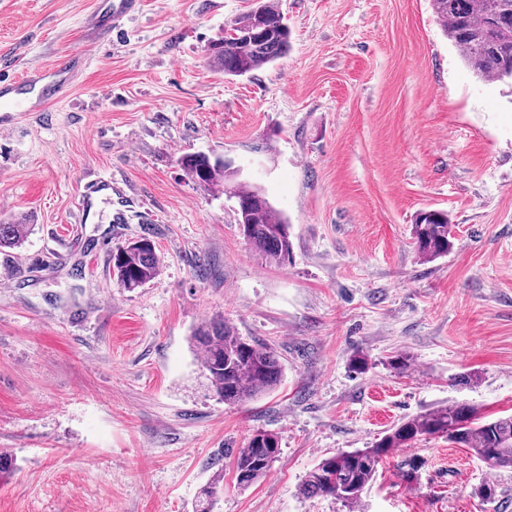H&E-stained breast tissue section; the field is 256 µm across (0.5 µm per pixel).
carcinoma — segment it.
<instances>
[{"label":"carcinoma","mask_w":512,"mask_h":512,"mask_svg":"<svg viewBox=\"0 0 512 512\" xmlns=\"http://www.w3.org/2000/svg\"><path fill=\"white\" fill-rule=\"evenodd\" d=\"M434 12L446 37L476 74L487 82L512 81V0H432ZM290 31L278 6L271 0L238 17L224 33L221 45L211 50L209 65L226 75L243 76L281 57L289 45ZM180 167L199 186L232 194L238 203L239 224L250 248L265 262L288 261L291 242L288 224L258 187L235 180L224 171L221 157L185 153ZM29 225L0 224V249L14 248L27 237ZM413 239L419 257L429 260L445 256L452 247V225L448 215L431 209L419 212L413 224ZM120 263L113 268L120 287L134 291L156 277L162 266L154 242L140 238L120 248ZM201 355V366L211 389L226 405H239L274 390L282 377L277 354L238 335L223 321L206 322L192 334ZM443 437L449 443L470 449L489 471L512 472V415L487 419L477 408L452 403L415 415L394 426L371 447L321 459L302 481L304 497L325 496L342 502L349 512L361 501L378 466L394 449L423 437ZM280 455L278 436L257 430L234 458L239 485L258 482ZM219 473L200 491L196 512H211L221 490ZM475 495L494 504L505 495L502 487L485 481Z\"/></svg>","instance_id":"1"}]
</instances>
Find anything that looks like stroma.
I'll return each mask as SVG.
<instances>
[{
	"mask_svg": "<svg viewBox=\"0 0 512 512\" xmlns=\"http://www.w3.org/2000/svg\"><path fill=\"white\" fill-rule=\"evenodd\" d=\"M97 2L0 0L9 74L90 48L65 99L0 131V222L31 226L0 251V451L20 465L0 512H194L218 471L212 512H348L299 493L322 458L448 403L512 414V85L476 76L432 0H278L288 50L243 77L207 48L258 0H143L95 37ZM198 151L263 188L288 262L262 261L235 201L181 169ZM102 178L111 200L78 223ZM428 209L455 226L430 262L411 238ZM143 236L163 266L129 292L111 257ZM213 319L277 352L273 391L210 394L190 336ZM397 353L406 371L389 367ZM257 429L280 457L242 487L234 456ZM491 478L512 495V473L424 438L383 461L359 510L498 512L473 494Z\"/></svg>",
	"mask_w": 512,
	"mask_h": 512,
	"instance_id": "stroma-1",
	"label": "stroma"
}]
</instances>
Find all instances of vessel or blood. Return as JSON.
Masks as SVG:
<instances>
[{
    "label": "vessel or blood",
    "instance_id": "obj_1",
    "mask_svg": "<svg viewBox=\"0 0 512 512\" xmlns=\"http://www.w3.org/2000/svg\"><path fill=\"white\" fill-rule=\"evenodd\" d=\"M140 7L141 0H99L87 26L99 35L112 33L137 14ZM87 65V52L77 49L66 52L51 65L27 68L23 77H0V129L7 127L4 113L21 111L26 101L36 100L40 111H47L68 94L72 77Z\"/></svg>",
    "mask_w": 512,
    "mask_h": 512
}]
</instances>
